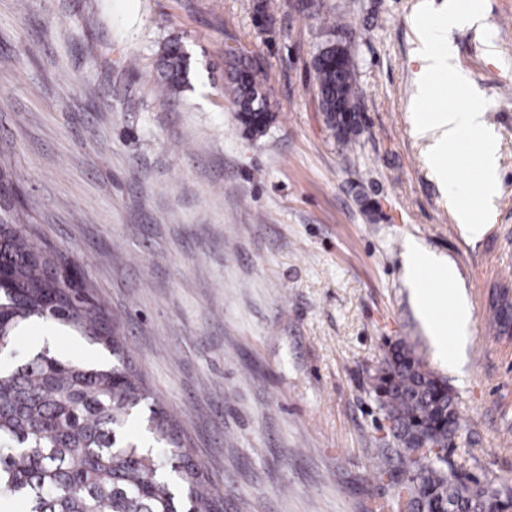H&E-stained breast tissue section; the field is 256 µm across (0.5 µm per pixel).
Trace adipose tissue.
<instances>
[{"mask_svg": "<svg viewBox=\"0 0 512 512\" xmlns=\"http://www.w3.org/2000/svg\"><path fill=\"white\" fill-rule=\"evenodd\" d=\"M413 121L417 133L431 139L429 160L441 173L446 171L448 158L459 148L463 138L473 136L479 140L480 193L484 204H491L498 189L497 140L487 127L482 110L471 105L417 112ZM407 264L411 271L414 302L435 341H442L450 333L465 339L472 320L471 307L465 296L452 293L447 295L443 305H435L426 282L427 276L432 274L440 280H450L452 270L433 253L417 248L408 252Z\"/></svg>", "mask_w": 512, "mask_h": 512, "instance_id": "adipose-tissue-1", "label": "adipose tissue"}]
</instances>
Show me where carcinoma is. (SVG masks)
Listing matches in <instances>:
<instances>
[{
    "instance_id": "carcinoma-1",
    "label": "carcinoma",
    "mask_w": 512,
    "mask_h": 512,
    "mask_svg": "<svg viewBox=\"0 0 512 512\" xmlns=\"http://www.w3.org/2000/svg\"><path fill=\"white\" fill-rule=\"evenodd\" d=\"M343 61L323 49L314 61L322 112L337 140L349 144L360 112L350 53ZM168 93L189 83L180 44L162 57ZM229 90L245 131L260 133L272 119L261 83L232 55ZM0 351L13 347L19 326L41 318L68 327L108 350L118 363L88 366L46 349L16 368L0 365V509L14 501L24 512H221L202 468L181 451L163 408H149L152 448L128 433L147 399L123 361L106 310L79 284L61 279L45 288L50 261L22 225L0 223ZM375 393L405 469L383 468L397 484L399 512H512V495L453 461L460 418L448 381L428 369L406 342L390 345Z\"/></svg>"
}]
</instances>
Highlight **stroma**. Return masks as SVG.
<instances>
[{"instance_id": "1", "label": "stroma", "mask_w": 512, "mask_h": 512, "mask_svg": "<svg viewBox=\"0 0 512 512\" xmlns=\"http://www.w3.org/2000/svg\"><path fill=\"white\" fill-rule=\"evenodd\" d=\"M0 0V202L37 247L75 263L115 322L151 401L176 419L224 512H392L377 466L374 376L390 342L448 380L472 472L512 489V346L487 328L484 293L512 283V0H480L483 28L446 39L456 94L419 95L414 19L444 0ZM191 63L162 92L165 45ZM347 45L361 97L349 145L328 128L314 58ZM235 47L274 122L246 135L225 94ZM478 105L498 137L486 233L477 146L428 162L413 112ZM447 259L473 320L441 352L412 297L405 254ZM56 354L110 361L54 329ZM457 221L463 234L470 239L480 238L488 226L484 218L479 217L470 206L464 204L457 206Z\"/></svg>"}]
</instances>
